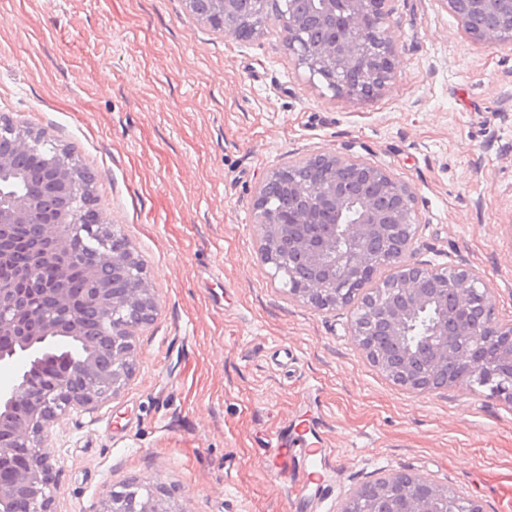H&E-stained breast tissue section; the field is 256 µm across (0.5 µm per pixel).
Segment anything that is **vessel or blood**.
Returning <instances> with one entry per match:
<instances>
[{"label": "vessel or blood", "instance_id": "1", "mask_svg": "<svg viewBox=\"0 0 512 512\" xmlns=\"http://www.w3.org/2000/svg\"><path fill=\"white\" fill-rule=\"evenodd\" d=\"M269 446L279 463L280 477L291 479L296 485L293 498L296 508L313 507L315 500L311 489L319 483L321 469L334 460L333 449L311 447L304 437L292 438L284 431L275 433Z\"/></svg>", "mask_w": 512, "mask_h": 512}]
</instances>
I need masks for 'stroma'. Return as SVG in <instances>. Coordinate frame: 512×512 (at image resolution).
<instances>
[{
    "instance_id": "35a3bbf8",
    "label": "stroma",
    "mask_w": 512,
    "mask_h": 512,
    "mask_svg": "<svg viewBox=\"0 0 512 512\" xmlns=\"http://www.w3.org/2000/svg\"><path fill=\"white\" fill-rule=\"evenodd\" d=\"M396 76L369 99L298 69L269 27L228 39L184 0H0V114L95 176L97 206L158 300L117 397L60 418L55 512L131 482L185 512H292L268 439L334 449L317 512L385 469L512 512V404L484 387L417 393L260 259L253 201L274 168L353 152L412 189L417 259L481 272L512 321V49L471 40L443 0H392Z\"/></svg>"
}]
</instances>
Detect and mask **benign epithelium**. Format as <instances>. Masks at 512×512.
Wrapping results in <instances>:
<instances>
[{"mask_svg": "<svg viewBox=\"0 0 512 512\" xmlns=\"http://www.w3.org/2000/svg\"><path fill=\"white\" fill-rule=\"evenodd\" d=\"M188 11L220 23L224 37L260 35L269 25L265 0H185ZM390 0H294L298 7L278 19L296 65L335 95L371 98L395 77L388 37ZM465 34L482 44L512 48V26L489 20L512 15V0H442ZM49 134L0 118V178L20 175L16 158L44 155L40 178L22 195L0 197V367L37 364L57 339L80 344L84 352L45 386L26 375L0 390V512H54L58 475L44 451L51 428L63 415L90 410L117 395L134 376L137 331L152 323L158 302L141 259L117 225L107 226L96 208L93 181L71 155L55 148ZM275 168L258 187L253 208L259 218L263 262L282 259L288 239V272L298 279L289 292L317 311L348 308L352 339L375 367L412 392L461 385L480 374L503 380L499 394L512 402V322L495 316L490 290L479 272L413 260L420 225L409 185L386 168L335 153L315 154ZM343 232L347 249L336 252ZM96 240L88 285L71 294L70 267L82 257L71 247L74 233ZM55 279L40 280L43 266ZM383 267L393 269L377 277ZM371 285L367 293L360 288ZM436 313L428 336L404 343L410 322ZM109 331L97 344L85 336L88 317ZM100 512H185L172 494L154 485L147 498L110 492ZM341 512H483L469 497L405 471H383L355 487Z\"/></svg>", "mask_w": 512, "mask_h": 512, "instance_id": "1", "label": "benign epithelium"}]
</instances>
